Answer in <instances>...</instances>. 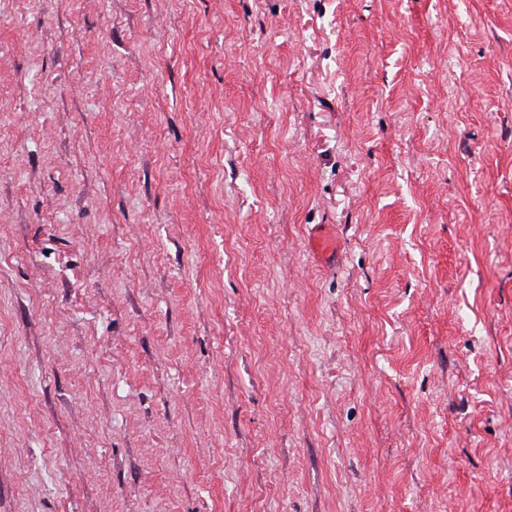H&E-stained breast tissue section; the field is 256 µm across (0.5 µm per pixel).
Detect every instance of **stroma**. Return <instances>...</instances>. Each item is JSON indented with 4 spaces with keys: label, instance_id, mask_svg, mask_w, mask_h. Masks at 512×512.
<instances>
[{
    "label": "stroma",
    "instance_id": "obj_1",
    "mask_svg": "<svg viewBox=\"0 0 512 512\" xmlns=\"http://www.w3.org/2000/svg\"><path fill=\"white\" fill-rule=\"evenodd\" d=\"M0 512H512V0H0Z\"/></svg>",
    "mask_w": 512,
    "mask_h": 512
}]
</instances>
